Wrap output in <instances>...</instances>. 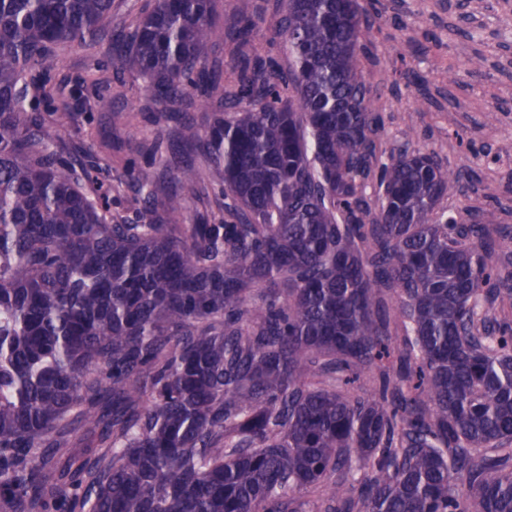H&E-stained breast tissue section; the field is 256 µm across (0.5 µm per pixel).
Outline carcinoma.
Returning <instances> with one entry per match:
<instances>
[{"label": "carcinoma", "mask_w": 512, "mask_h": 512, "mask_svg": "<svg viewBox=\"0 0 512 512\" xmlns=\"http://www.w3.org/2000/svg\"><path fill=\"white\" fill-rule=\"evenodd\" d=\"M214 2L155 0L112 47L176 101L234 43L210 86L224 223L167 224L178 197L149 190L128 224L27 110L112 0H0V509L512 512V266L437 219L435 152L378 160L368 15L288 0L285 73ZM79 431L96 443L60 464ZM233 45L226 36L223 41H217L208 46L205 53L206 69L225 81L231 74L232 60L229 50Z\"/></svg>", "instance_id": "obj_1"}]
</instances>
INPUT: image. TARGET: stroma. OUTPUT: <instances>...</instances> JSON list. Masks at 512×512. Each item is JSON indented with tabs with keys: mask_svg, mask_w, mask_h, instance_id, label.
Listing matches in <instances>:
<instances>
[{
	"mask_svg": "<svg viewBox=\"0 0 512 512\" xmlns=\"http://www.w3.org/2000/svg\"><path fill=\"white\" fill-rule=\"evenodd\" d=\"M371 27L359 54L367 87L377 97L383 126L377 154L389 159L402 149L434 151L458 172L440 207L461 223L483 225L512 255L505 232L512 228V0H358ZM287 0H217L215 22L228 29L240 13L259 16L250 41L264 55L287 65L282 31ZM103 74L113 81L112 107L97 106L98 92L85 78L89 60L77 48L58 51L40 70L67 106L81 163L112 188V213L127 223L143 221V204L129 183L131 168H147L151 182L177 194L174 224H217L224 218V193L209 177L214 155L209 131L223 118V99L204 89L169 102L153 98L138 73L118 69L112 40L98 46ZM480 60L476 72L468 63ZM199 131L195 143L180 141L184 123ZM164 132V159L147 165L141 147ZM199 173L193 187L176 178L175 164Z\"/></svg>",
	"mask_w": 512,
	"mask_h": 512,
	"instance_id": "35a3bbf8",
	"label": "stroma"
}]
</instances>
